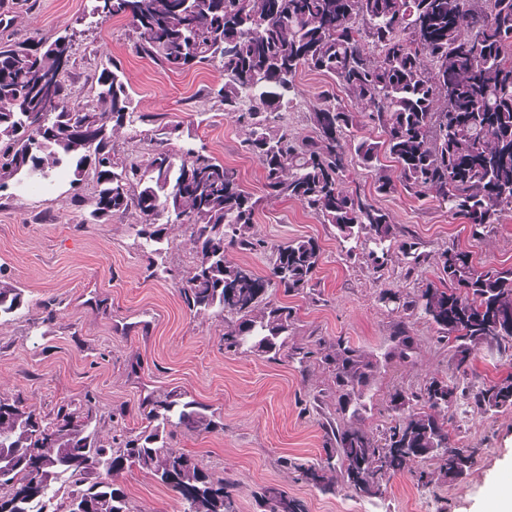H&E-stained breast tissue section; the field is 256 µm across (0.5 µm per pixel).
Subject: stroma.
Returning <instances> with one entry per match:
<instances>
[{"label": "stroma", "instance_id": "stroma-1", "mask_svg": "<svg viewBox=\"0 0 512 512\" xmlns=\"http://www.w3.org/2000/svg\"><path fill=\"white\" fill-rule=\"evenodd\" d=\"M0 4L17 14L15 38L78 30L65 80L82 103H94L98 74L116 63L132 111L153 115L155 128L171 129L170 150L201 148L236 168L243 187L262 200L255 226L260 237L318 243L315 293L287 297L278 291L274 297L296 311L289 346L318 343L327 350L342 338L378 357L364 390L362 429L381 436L395 419L391 394L420 391L438 378L459 389L448 409V431L453 446L474 449L475 463L463 479L437 475L428 487L418 486L409 473L398 474L380 498L357 496L338 470L327 475L330 493L301 481L297 464L324 458L330 447L326 422H348L328 365L316 355L302 370L284 355L225 351L223 318L191 313L180 296L193 261L187 226L168 225L161 255L148 257L136 235L138 211L95 220L94 181L77 191L82 206L72 205L67 171L51 186L0 190V275L22 288L26 299L17 314L0 319V396L22 397L44 414L92 398L107 438L138 432L150 401L170 393L196 400L208 406L217 428L177 432L173 443L213 477L234 480L239 512H264L258 494L267 484L301 498L307 512H491L497 499L512 493V408L486 412L473 401L481 388L512 378V346L478 347L463 375L452 368L449 345L435 326L413 317L407 326L414 354L405 361L390 357L400 315L380 300L384 289L405 295L438 282L440 254L449 247L468 251L480 267H511L512 216L476 234L434 198L378 193L374 173L355 168L353 187L389 213L400 240L419 243L426 256L413 269L398 250L375 270L363 240H342L336 228L297 201H264L262 168L241 147L245 127L207 95L224 82L216 64L167 70L137 51L127 21L94 15L93 0ZM295 83L300 95L286 118L295 132L308 136V109L333 82L302 70ZM48 303L55 310L50 320L44 313ZM285 457L291 466L282 465ZM118 481L132 512H182L177 495L146 469L125 467Z\"/></svg>", "mask_w": 512, "mask_h": 512}]
</instances>
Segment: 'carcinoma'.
Listing matches in <instances>:
<instances>
[{"instance_id": "carcinoma-1", "label": "carcinoma", "mask_w": 512, "mask_h": 512, "mask_svg": "<svg viewBox=\"0 0 512 512\" xmlns=\"http://www.w3.org/2000/svg\"><path fill=\"white\" fill-rule=\"evenodd\" d=\"M114 17L129 21L139 51L170 71L218 62L224 85L209 95L247 127L243 146L263 170L265 198L299 202L345 239L363 236L374 263L396 248L413 268L426 256L397 238L387 212L345 186L354 161L375 173L378 191L400 186L414 197L431 194L476 230L512 216V0H112L104 19ZM74 45L69 35L0 40V190L10 181L49 182L68 165L75 185L93 174L97 220L140 213L143 252H158L159 216L188 225L195 263L180 289L185 306L232 319L226 350L276 358L295 310L272 300V292L314 290L317 242L257 237L261 199L242 187L237 170L192 149L177 155L167 148V132L133 131L130 139L143 136L156 147L142 163L120 161L114 131L148 116L130 112L116 66L97 76L96 105L77 102L63 78ZM303 68L329 77L364 112L325 91L307 115L314 136L299 137L284 111L299 96L295 77ZM360 117L380 129V140H344ZM383 156L395 170L385 168ZM230 249L269 252V273L228 262ZM441 258L452 287L420 288L401 309L424 316L445 338L458 336L452 361L460 369L478 346L512 344V326L498 321L512 311V268L479 269L454 247ZM23 306L22 289L0 280V318ZM391 339L393 356L411 357L414 337L404 321ZM322 362L342 391L341 410L359 416L376 361L340 338ZM439 392L453 396L456 386L433 379L418 393L394 392L390 403L403 401L405 416L379 440L327 423L332 454L296 470L329 492L325 472L336 459L348 487L368 498L382 496L390 478L412 463L435 464L450 482L462 478L474 453L450 446ZM474 399L486 412L511 407L512 380L486 386ZM145 419L138 433L105 442L90 398L43 415L18 397H0V438L13 449L12 476L0 482V512H72L76 498L82 512H131L117 482L127 464L151 471L178 495L182 512H236L234 483L214 479L169 442L181 428L217 427L203 405L172 394L151 402ZM46 460L58 465L44 469ZM260 499L266 512H306L278 486L262 488Z\"/></svg>"}]
</instances>
